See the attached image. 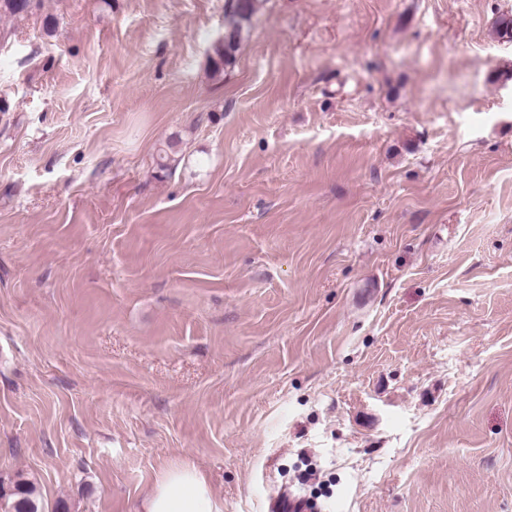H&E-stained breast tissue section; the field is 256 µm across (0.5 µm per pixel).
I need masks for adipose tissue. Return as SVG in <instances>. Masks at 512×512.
Here are the masks:
<instances>
[{
    "instance_id": "adipose-tissue-1",
    "label": "adipose tissue",
    "mask_w": 512,
    "mask_h": 512,
    "mask_svg": "<svg viewBox=\"0 0 512 512\" xmlns=\"http://www.w3.org/2000/svg\"><path fill=\"white\" fill-rule=\"evenodd\" d=\"M141 512H218L204 473L183 462L163 469L141 503Z\"/></svg>"
}]
</instances>
